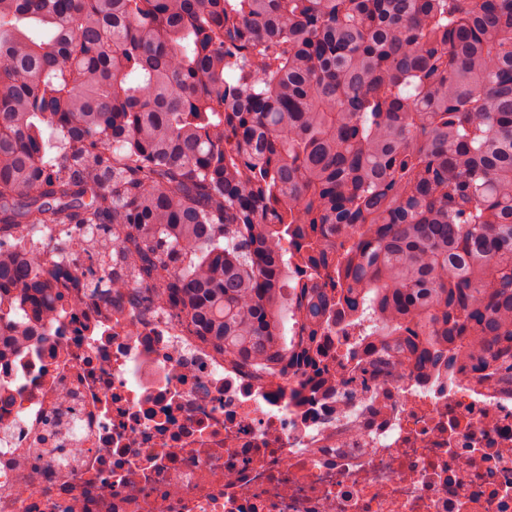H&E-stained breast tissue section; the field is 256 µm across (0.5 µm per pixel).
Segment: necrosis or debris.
<instances>
[{
    "instance_id": "4bbe7bcc",
    "label": "necrosis or debris",
    "mask_w": 512,
    "mask_h": 512,
    "mask_svg": "<svg viewBox=\"0 0 512 512\" xmlns=\"http://www.w3.org/2000/svg\"><path fill=\"white\" fill-rule=\"evenodd\" d=\"M271 373L64 290L0 355V512H512V380L386 341Z\"/></svg>"
}]
</instances>
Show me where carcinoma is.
Listing matches in <instances>:
<instances>
[{
	"mask_svg": "<svg viewBox=\"0 0 512 512\" xmlns=\"http://www.w3.org/2000/svg\"><path fill=\"white\" fill-rule=\"evenodd\" d=\"M129 283L263 369L343 314L512 377V0H0V349Z\"/></svg>",
	"mask_w": 512,
	"mask_h": 512,
	"instance_id": "obj_1",
	"label": "carcinoma"
}]
</instances>
